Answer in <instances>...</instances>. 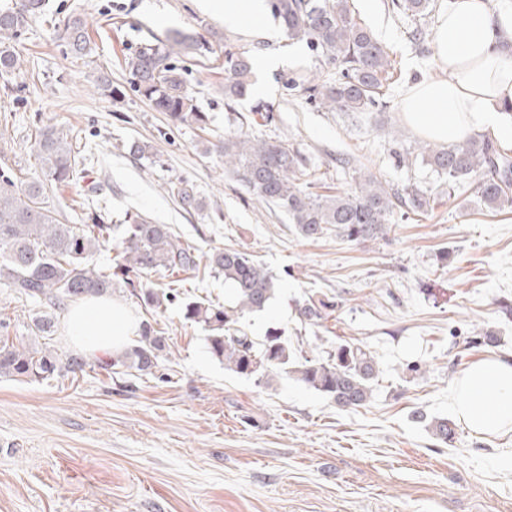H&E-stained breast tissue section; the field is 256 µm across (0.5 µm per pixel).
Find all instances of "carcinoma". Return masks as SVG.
<instances>
[{"label": "carcinoma", "mask_w": 512, "mask_h": 512, "mask_svg": "<svg viewBox=\"0 0 512 512\" xmlns=\"http://www.w3.org/2000/svg\"><path fill=\"white\" fill-rule=\"evenodd\" d=\"M46 0H15L12 7L0 9V77L21 71L16 51L30 24L45 11ZM273 15L290 40L304 41L319 52L324 63L336 70L333 82L312 83L305 87L309 98L320 99L334 110L362 113L381 104L382 88L390 75L389 53L365 28L359 25L348 0H270ZM392 7L413 17L430 14L433 0H392ZM62 40L75 57L93 51L86 22L71 17L64 22ZM200 48L178 34L152 36L134 55L126 58L130 84L156 112L165 113L176 125L202 126L203 113L185 89L182 74L172 58ZM224 99L237 102L251 92L252 63L240 53L224 54ZM262 105L239 122V128L224 139L206 147L224 157L236 181L255 199L272 204L288 215L300 235L307 240L325 236L331 229L349 241L378 235L398 210L425 213L431 208L429 190L415 187L405 192L391 187L374 175L355 176V187L337 195L311 191L316 169L297 147L282 140L256 135V129L272 121ZM35 151L42 177L17 181L0 172V287L17 298L42 306L43 314L33 319L32 331L49 334L55 327L56 313L91 295H112L119 284L129 289L145 309H165L174 303L179 291L172 286L146 288L125 277L129 269L148 276L159 271H195L200 262L216 277L232 286V299L224 304L209 299H188L182 303L183 318L203 327L212 357L236 374L255 378L266 385L283 372L333 400L344 410L368 405L381 375L377 359L360 343L342 342L321 355H296L288 342L271 333L261 340L248 335L240 326L246 315L263 311L274 299L277 277L253 256L240 249H200L180 240L166 224H155L141 212H125L123 222L112 226L109 210L100 208L84 213L80 224H62L48 205L49 185L68 184L80 157L70 129L46 125L38 129ZM426 164L437 174L448 177V187L472 183L483 203L497 209L512 205V155L491 138L474 134L451 146H422ZM172 196L186 211L201 210L204 201L193 187L182 180L170 183ZM122 230L120 262L113 274L96 269L93 256L110 238L112 228ZM334 304L310 300L299 311L312 325L325 319ZM156 320L140 322L138 345L110 358L96 359L103 370L125 368L160 381L168 374L160 371V354L166 349L163 331ZM89 366L79 356L61 361L47 350L20 348L10 337L0 336V377L48 379L75 376ZM439 442L456 436L455 423L446 417L427 418L412 413Z\"/></svg>", "instance_id": "cac0c4a2"}]
</instances>
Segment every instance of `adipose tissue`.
<instances>
[{
  "instance_id": "obj_1",
  "label": "adipose tissue",
  "mask_w": 512,
  "mask_h": 512,
  "mask_svg": "<svg viewBox=\"0 0 512 512\" xmlns=\"http://www.w3.org/2000/svg\"><path fill=\"white\" fill-rule=\"evenodd\" d=\"M227 26L264 31L265 0H215ZM442 79L411 85L400 110L427 139L450 145L473 132L504 125L512 107V0H453L436 23ZM71 345L90 356L121 348L138 333V320L112 298H90L70 308ZM453 409L471 432L512 430V360L472 364L451 393Z\"/></svg>"
}]
</instances>
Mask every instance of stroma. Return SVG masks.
Wrapping results in <instances>:
<instances>
[{
    "label": "stroma",
    "instance_id": "obj_1",
    "mask_svg": "<svg viewBox=\"0 0 512 512\" xmlns=\"http://www.w3.org/2000/svg\"><path fill=\"white\" fill-rule=\"evenodd\" d=\"M46 3L19 45L25 62L15 90L0 92V171L39 175L36 130L70 127L83 162L48 198L66 223L106 202L113 219L138 210L205 252L248 249L280 280L270 306L245 318L250 334L277 327L305 352L359 342L382 375L370 404L347 411L291 377L263 385L225 369L208 353L206 331L168 306L157 316L168 381L99 368L42 381L0 377V512H512V431L481 438L461 425L443 445L411 418L454 417L450 394L461 373L512 354V208H488L470 184L449 186L421 160L401 166L391 153L393 143L413 152L424 142L400 101L410 85L442 75L435 16L395 14L391 0H350L394 66L381 105L352 115L308 97L305 82L330 73L275 19L268 38L229 29L205 0ZM71 16L87 22L89 57H73L58 37ZM173 30L202 44L174 60L207 117L202 130L172 124L128 82L125 58ZM228 51L249 55L264 86L232 108L224 102ZM265 55L277 56L278 67L262 70ZM103 76L122 96L97 91ZM259 102L274 113L264 135L301 148L319 170L316 193L349 189L357 168L401 190L432 188V211L394 215L373 239H303L287 215L235 181L222 157L204 151ZM132 140L150 143L153 157L130 156ZM349 157L354 168L340 166ZM178 180L205 198L204 210L186 212L169 196ZM311 297L336 305L318 327L298 314ZM40 312L0 288L10 336L67 358L63 326L34 336ZM482 333L495 343L475 344ZM412 362L425 374L409 382Z\"/></svg>",
    "mask_w": 512,
    "mask_h": 512
}]
</instances>
